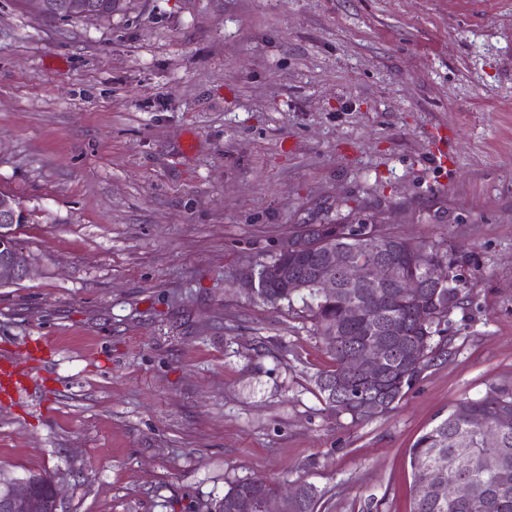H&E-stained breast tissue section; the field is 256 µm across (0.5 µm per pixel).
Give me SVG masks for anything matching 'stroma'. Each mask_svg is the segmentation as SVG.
Returning a JSON list of instances; mask_svg holds the SVG:
<instances>
[{"instance_id":"35a3bbf8","label":"stroma","mask_w":512,"mask_h":512,"mask_svg":"<svg viewBox=\"0 0 512 512\" xmlns=\"http://www.w3.org/2000/svg\"><path fill=\"white\" fill-rule=\"evenodd\" d=\"M0 191L32 215L0 359L35 376L0 397L1 473L56 477L58 512H206L242 479L409 512L416 438L512 378V0H0ZM361 220L452 253L464 303L448 359L355 424L247 275ZM32 8L39 14H44L43 0H29ZM44 17L50 20L61 22H73L83 19L84 13L93 11L96 16H112L120 6L117 0H44ZM87 7V9H86Z\"/></svg>"}]
</instances>
